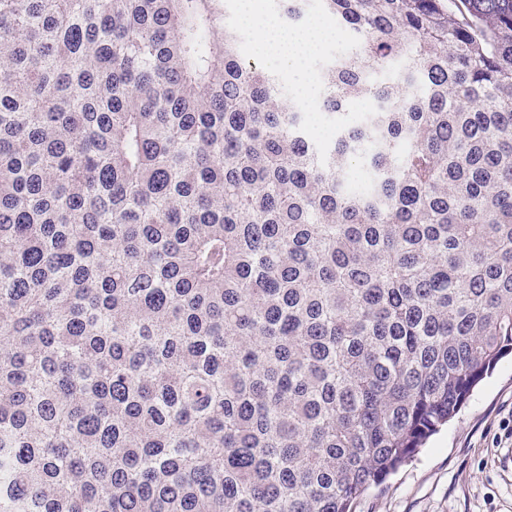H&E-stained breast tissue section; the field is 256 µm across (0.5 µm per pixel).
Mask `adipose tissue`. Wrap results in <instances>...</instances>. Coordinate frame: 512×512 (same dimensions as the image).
Instances as JSON below:
<instances>
[{
	"label": "adipose tissue",
	"mask_w": 512,
	"mask_h": 512,
	"mask_svg": "<svg viewBox=\"0 0 512 512\" xmlns=\"http://www.w3.org/2000/svg\"><path fill=\"white\" fill-rule=\"evenodd\" d=\"M240 18L257 31L258 56L271 63L289 62L300 73L306 72L310 59L335 36L334 28L319 17L297 27L285 25L277 16L264 12L262 0H241Z\"/></svg>",
	"instance_id": "1"
}]
</instances>
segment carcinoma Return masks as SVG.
Returning a JSON list of instances; mask_svg holds the SVG:
<instances>
[{
    "label": "carcinoma",
    "instance_id": "cac0c4a2",
    "mask_svg": "<svg viewBox=\"0 0 512 512\" xmlns=\"http://www.w3.org/2000/svg\"><path fill=\"white\" fill-rule=\"evenodd\" d=\"M319 2L327 149L224 0H0V512H354L512 354V0Z\"/></svg>",
    "mask_w": 512,
    "mask_h": 512
}]
</instances>
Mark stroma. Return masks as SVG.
<instances>
[{"label": "stroma", "mask_w": 512, "mask_h": 512, "mask_svg": "<svg viewBox=\"0 0 512 512\" xmlns=\"http://www.w3.org/2000/svg\"><path fill=\"white\" fill-rule=\"evenodd\" d=\"M240 0H227L226 24L239 28L243 57L270 67L288 94L286 104L303 112L308 87L321 100L320 83L287 65H267L253 52L254 29L241 26ZM356 512H512V356L503 358L473 392L462 411L432 436L411 462L392 474L383 489L367 492Z\"/></svg>", "instance_id": "stroma-1"}]
</instances>
